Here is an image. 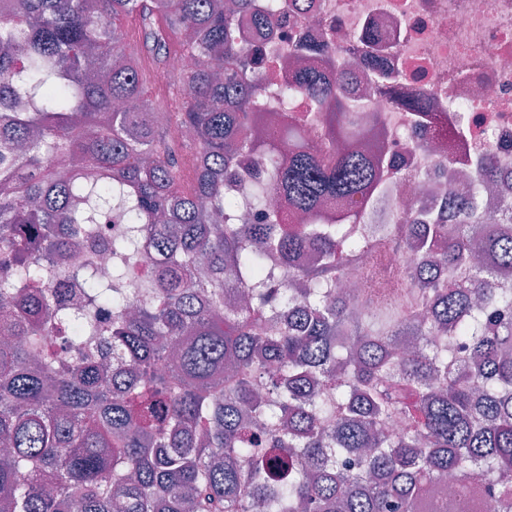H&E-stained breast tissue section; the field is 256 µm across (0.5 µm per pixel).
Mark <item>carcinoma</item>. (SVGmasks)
<instances>
[{"label":"carcinoma","mask_w":512,"mask_h":512,"mask_svg":"<svg viewBox=\"0 0 512 512\" xmlns=\"http://www.w3.org/2000/svg\"><path fill=\"white\" fill-rule=\"evenodd\" d=\"M3 4L0 512H424L450 477L454 512H512V286L472 264L512 267V201L480 203L492 159L448 199L452 221L409 210L366 238L382 113L349 111L314 66L276 87L307 111L257 100L241 27L278 25L287 0ZM160 82L167 111L144 98ZM231 181L261 222H226ZM113 208L121 262L71 277ZM353 266L382 287L344 292ZM366 292L377 306L353 314Z\"/></svg>","instance_id":"obj_1"}]
</instances>
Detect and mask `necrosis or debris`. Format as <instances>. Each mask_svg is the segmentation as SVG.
I'll use <instances>...</instances> for the list:
<instances>
[{"label":"necrosis or debris","instance_id":"1","mask_svg":"<svg viewBox=\"0 0 512 512\" xmlns=\"http://www.w3.org/2000/svg\"><path fill=\"white\" fill-rule=\"evenodd\" d=\"M250 29L260 45L298 31L312 46L335 43L326 82L357 111L384 113L388 130L407 129L387 145V195L373 223L394 222L408 206L441 210L485 157L512 171V0H294L274 33ZM372 72L384 81L369 92ZM411 93L441 126H465L467 136L410 125L402 100Z\"/></svg>","mask_w":512,"mask_h":512}]
</instances>
